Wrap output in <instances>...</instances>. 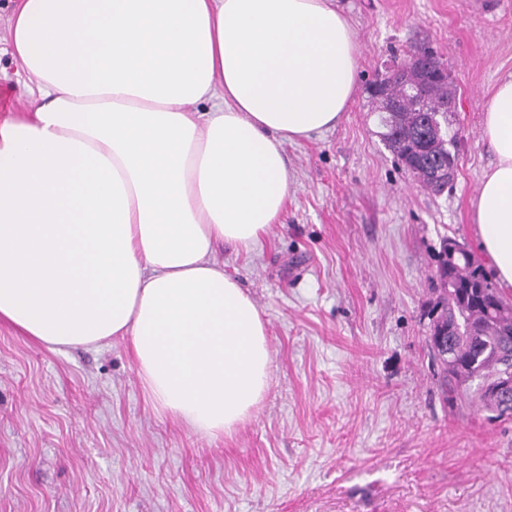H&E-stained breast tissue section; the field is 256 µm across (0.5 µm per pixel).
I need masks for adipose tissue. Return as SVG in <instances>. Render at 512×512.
Listing matches in <instances>:
<instances>
[{"label": "adipose tissue", "instance_id": "obj_1", "mask_svg": "<svg viewBox=\"0 0 512 512\" xmlns=\"http://www.w3.org/2000/svg\"><path fill=\"white\" fill-rule=\"evenodd\" d=\"M37 90L0 120V324L128 341L153 407L209 439L262 405L266 322L215 257L288 202L284 147L336 127L361 56L333 0H18ZM476 252L512 292V74L486 103Z\"/></svg>", "mask_w": 512, "mask_h": 512}]
</instances>
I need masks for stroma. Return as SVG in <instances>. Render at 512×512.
I'll list each match as a JSON object with an SVG mask.
<instances>
[{"label":"stroma","mask_w":512,"mask_h":512,"mask_svg":"<svg viewBox=\"0 0 512 512\" xmlns=\"http://www.w3.org/2000/svg\"><path fill=\"white\" fill-rule=\"evenodd\" d=\"M0 0V117L32 103ZM361 45L336 128L286 145L290 201L260 246L217 258L272 351L261 408L212 441L158 413L126 341L63 353L0 325V512H512V420L447 402L430 355L444 239L473 243L485 103L512 73V10L335 0ZM430 47L448 68L459 170L428 193L385 144L376 84Z\"/></svg>","instance_id":"1"}]
</instances>
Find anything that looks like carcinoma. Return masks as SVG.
<instances>
[{"label": "carcinoma", "mask_w": 512, "mask_h": 512, "mask_svg": "<svg viewBox=\"0 0 512 512\" xmlns=\"http://www.w3.org/2000/svg\"><path fill=\"white\" fill-rule=\"evenodd\" d=\"M420 64L431 71L445 69L444 63L426 49L414 53ZM413 76L400 75L387 87V99L396 111L384 120L388 132L385 142L392 153L419 184L433 194L448 189V183L434 178L436 167L446 161L445 150L454 148V139L441 137L425 139L421 136L422 118L437 113L442 101L448 98V80L431 83L425 98L412 93ZM462 269L444 270L442 279L448 288L442 290L431 314L444 323H459L464 334L448 338V350L457 365L464 369L477 363L475 370L489 378L512 357V316L497 313L489 318L490 299H495L503 310L512 309V301L496 288L487 271L477 263L474 252L466 248L459 258Z\"/></svg>", "instance_id": "carcinoma-1"}]
</instances>
